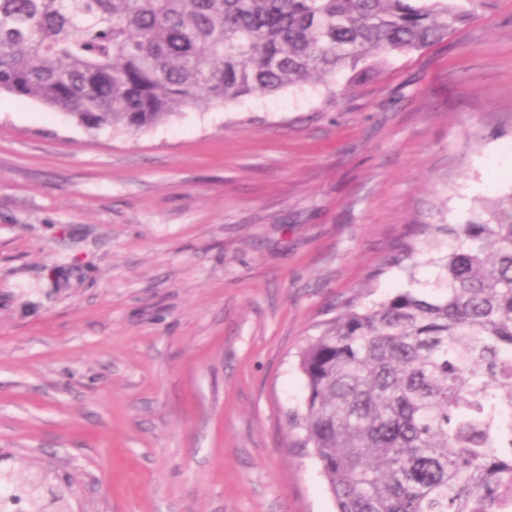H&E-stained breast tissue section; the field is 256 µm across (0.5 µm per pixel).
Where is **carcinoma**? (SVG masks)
Returning a JSON list of instances; mask_svg holds the SVG:
<instances>
[{
	"label": "carcinoma",
	"mask_w": 512,
	"mask_h": 512,
	"mask_svg": "<svg viewBox=\"0 0 512 512\" xmlns=\"http://www.w3.org/2000/svg\"><path fill=\"white\" fill-rule=\"evenodd\" d=\"M487 0H0V92L90 129L139 132L189 105L275 93L418 51ZM466 224L429 300L349 302L306 341L300 446L337 512H512V194ZM44 512L32 484L8 476Z\"/></svg>",
	"instance_id": "cac0c4a2"
}]
</instances>
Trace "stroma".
<instances>
[{
	"mask_svg": "<svg viewBox=\"0 0 512 512\" xmlns=\"http://www.w3.org/2000/svg\"><path fill=\"white\" fill-rule=\"evenodd\" d=\"M351 75L136 133L0 92V472L70 512H336L298 353L439 297L453 241L390 249L512 193V0Z\"/></svg>",
	"mask_w": 512,
	"mask_h": 512,
	"instance_id": "stroma-1",
	"label": "stroma"
}]
</instances>
